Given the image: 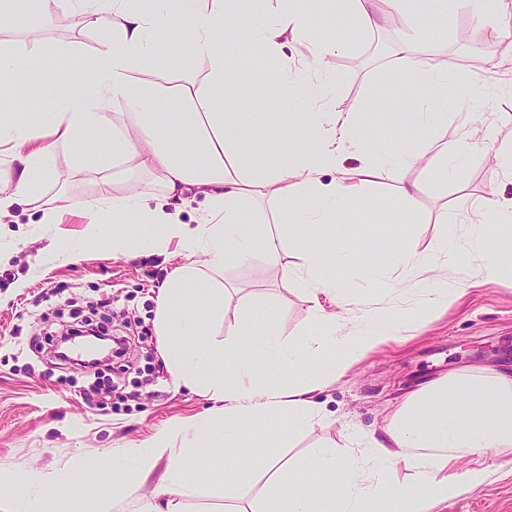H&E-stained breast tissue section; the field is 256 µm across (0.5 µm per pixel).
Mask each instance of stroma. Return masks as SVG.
Segmentation results:
<instances>
[{
    "label": "stroma",
    "instance_id": "stroma-1",
    "mask_svg": "<svg viewBox=\"0 0 512 512\" xmlns=\"http://www.w3.org/2000/svg\"><path fill=\"white\" fill-rule=\"evenodd\" d=\"M378 8L383 14L379 29H328V37L342 48L322 68L298 65L305 52L302 41H289L283 49L294 65V78L305 84L317 106L348 111L380 100L388 110L387 123L370 130L378 140L374 163L379 175L365 187L361 203L338 219L326 241L331 250L356 235L364 248L327 268L339 289L333 299L322 293L310 296L302 282L278 278L258 258L225 264L218 274L231 288L224 320L217 323L201 315L200 341L241 325L247 302L255 306L259 319L273 325L276 342L284 344L308 339L319 314L335 315L341 323L372 316L378 325L388 324L395 310L421 302L414 280L398 264L397 247L407 242L418 256L436 257L439 241L472 233L475 211L487 199L512 196V169L497 159L512 151V65L506 62L512 56V4L500 7L495 23L483 25L463 0H448L445 20L421 32L447 58L449 77L471 72L480 77L463 98L449 105L448 137L467 134L485 143L451 172L438 164L408 168L401 160L403 151L420 145L414 135L394 137L395 129L409 126L413 110L404 88L406 66L393 52L405 28L394 23L385 0ZM40 37L56 45L57 53L15 76L24 89L20 105L35 123L56 105V91L43 81V71L70 78L93 62L105 34L68 11ZM157 39L163 47L161 63L173 82L194 81L202 64L183 34L167 29ZM236 93L263 114L262 125L253 133V162L264 164L284 153L288 139L268 74L237 67ZM74 163L71 150H59L52 178L39 186L41 195L48 198L64 191L76 199L91 196L93 181L75 173ZM408 182L418 186L410 214L399 192ZM85 229L76 215L60 224L40 223L38 213L23 204L0 222V475L20 478L35 470L47 475L69 471L78 493L92 483L83 471L86 461L148 445L157 430L199 423L221 407L207 396L175 388L161 356L156 298L169 272L184 261L180 248L171 246L167 259L130 258L90 244ZM495 239L505 255L501 274L472 284L469 274L479 264L480 253L474 248L460 254L447 276V306L403 323L387 344L353 364L339 380L320 386L312 398L322 409V420L301 432L279 434L283 454L303 458L320 448L345 447L354 432L381 434L404 397L420 383L465 367L512 364V235L499 232ZM64 242L77 250V261L50 259L53 246ZM376 269L390 270L393 279L404 282V290L394 294L389 287L367 284ZM57 312L66 322L89 317L132 337L135 371L116 367L100 376L101 384L118 385L117 395L88 404L83 398L86 374L49 354L46 337L55 329ZM269 439L260 422L251 440L239 445L201 438L191 471L196 491L185 499L183 512H249L264 484L261 461ZM243 465L252 472L239 483L234 498L211 491L210 476L231 481ZM473 468L485 469L487 480L449 500L444 512H512V450L488 449L449 463L448 476L454 479Z\"/></svg>",
    "mask_w": 512,
    "mask_h": 512
}]
</instances>
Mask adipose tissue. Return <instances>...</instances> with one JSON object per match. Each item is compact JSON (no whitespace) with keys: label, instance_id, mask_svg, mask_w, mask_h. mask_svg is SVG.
I'll use <instances>...</instances> for the list:
<instances>
[{"label":"adipose tissue","instance_id":"1","mask_svg":"<svg viewBox=\"0 0 512 512\" xmlns=\"http://www.w3.org/2000/svg\"><path fill=\"white\" fill-rule=\"evenodd\" d=\"M233 2L187 0L185 8L174 11L167 0H0V20L20 30L29 29L34 18L50 26L58 12L74 8L89 25L107 32L95 63L60 83L59 108L42 125H32L23 112L0 117V160L5 163L0 170V217L24 203L40 211L42 223L58 224L77 210L86 219L91 239L106 222L146 226L147 234L113 237V251L123 255L165 256L171 244H178L185 261L169 273L157 298L162 355L175 386L223 402V418L210 420L204 430L228 444L241 442L259 420L284 422L295 432L311 426L319 416L312 400L319 384L334 381L351 363L396 335L412 315L411 310H398L395 322L384 328L368 321L348 328L333 317H318L314 341L271 345L262 353L291 366L314 351L327 353L320 380L282 386L255 379L252 366L259 353L245 347L239 328L226 327L223 339L194 343L199 310L215 321L224 316L223 284L208 281L201 291L196 285L226 263L257 255L282 279L296 278L305 270L315 290L335 292V280L321 276L319 269L336 265L340 255L359 248L360 241L348 238L329 253L321 243L378 173L370 160L376 146L364 125L380 122L385 112L380 103L363 114L323 109L299 95L290 67L281 60L288 40L301 39L308 59L317 64L340 48L321 36V18H309L300 0H276L274 19L257 26L245 40L227 22ZM172 25L181 28L204 64L198 81L182 90L193 103L187 112L161 109L170 77L156 67L155 35ZM228 45L236 51L235 64L269 65L281 100L289 104L287 120L302 124L315 142L312 149L299 155L287 152L264 165L248 163L253 131L263 115L240 104L225 111L236 78L234 65L224 59ZM395 53L411 74L408 95L415 108V128L444 123L449 95H463L468 84L449 86L446 62L414 38H403ZM113 105L133 112L126 134L112 133L107 111ZM94 140L104 148L86 156L83 147ZM475 147V141H451L436 134L407 153L406 163L451 164ZM61 148L74 150L79 169L94 172L96 188L90 198L76 200L63 193L48 200L35 198V187L49 179ZM355 153L361 162L349 165ZM119 163L153 177L156 190L120 189L110 175ZM327 173L332 179L326 183L322 177ZM199 195L204 210L196 224L183 223L185 204ZM257 197L287 210L290 233L306 242L299 262L286 260L283 241L270 225L248 223L245 205ZM472 245L469 239L442 244L435 260L416 257L412 246H404L401 261L424 284V307L447 303L445 274L455 266L458 253ZM475 399L483 403L479 417L452 414L453 406ZM197 438L192 428L164 429L148 446L123 449L125 465L113 468L111 483L97 484L90 501L71 494L70 473L54 476V497L42 493L41 474L31 473L0 490V512H110L113 486L139 488L163 456L167 471L152 497L164 501L165 512H181L183 500L195 490L188 465L196 455ZM356 444L355 451L342 454L319 449L300 464L266 460V495L257 512H437L464 488H477L486 480L485 472L477 469L461 480H448L450 462L488 448L512 447V368H463L423 384L404 399L381 435L357 436ZM301 468L311 471L314 481L296 483L288 497H280L287 477ZM321 485L327 495L318 493Z\"/></svg>","mask_w":512,"mask_h":512}]
</instances>
